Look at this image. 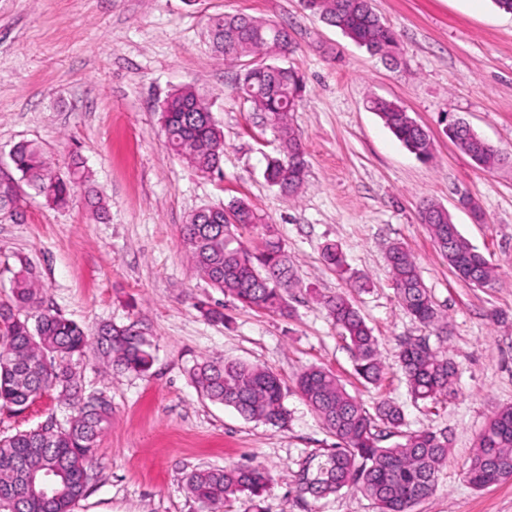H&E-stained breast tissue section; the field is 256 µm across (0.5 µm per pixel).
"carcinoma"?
<instances>
[{
    "label": "carcinoma",
    "mask_w": 512,
    "mask_h": 512,
    "mask_svg": "<svg viewBox=\"0 0 512 512\" xmlns=\"http://www.w3.org/2000/svg\"><path fill=\"white\" fill-rule=\"evenodd\" d=\"M310 3L303 0L305 9L370 54L391 57L397 52L394 32L373 13L368 0H314L313 8ZM208 35L214 51L226 60L292 52L285 28L248 16L213 15L208 20ZM304 88L298 71L277 64L248 69L239 82V90L254 111L266 114L281 133L283 155L268 159L265 178L287 196L297 192L305 173L302 143L288 127V115L297 109ZM372 109L408 151L423 160L432 157L429 133L395 102L377 99ZM160 112L171 151L205 174L220 170L224 134L203 96L190 87L178 89L162 102ZM451 141L480 167L491 168L502 160L498 148L465 124ZM10 159L22 180L54 207L67 206L75 188L87 178L80 162L73 163L66 175L57 173L41 149L30 142L15 144ZM230 211L237 219L235 224L222 206H204L189 216L181 234L191 263L211 287L242 305L289 312L286 292L296 278L280 237L248 204L238 202ZM448 218V211L440 205L425 201L420 206L421 223L427 225L455 274L476 288L494 287V267ZM259 225L262 247L253 252L241 241L239 230ZM387 259L404 310L420 324L444 330L447 315L437 308L410 253L393 244ZM325 308L349 344L356 375L369 385L381 386L385 368L378 339L360 311L343 294L327 299ZM90 352L117 371L142 373L153 361L150 341L131 325H103L91 334L44 307L32 269L22 264L14 272L11 297L0 301V406L22 411L54 391L74 414L64 426L50 423L0 437V506L8 512H72L86 495L97 442L112 423L111 402L101 394L82 393L73 367L74 360ZM397 359L415 399L435 403L448 397L454 363L432 350L426 338L402 340ZM190 377L203 396L233 408L247 420L272 427L288 422L283 382L257 364L205 357L192 367ZM296 388L336 438L335 447L316 453V463L295 474L300 494L318 499L347 489L369 499L377 512H414L417 504L437 491L448 460L445 433L402 432L400 442L383 447L378 424L400 429L405 417L399 406L383 399L371 413L332 371L319 366L302 371ZM466 478L476 489L512 479L511 405L500 408L489 420L470 458ZM270 484L264 468L249 464L200 470L186 479L188 491L206 509L242 494L252 502L259 500Z\"/></svg>",
    "instance_id": "carcinoma-1"
}]
</instances>
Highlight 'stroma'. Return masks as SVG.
<instances>
[{
    "label": "stroma",
    "instance_id": "stroma-1",
    "mask_svg": "<svg viewBox=\"0 0 512 512\" xmlns=\"http://www.w3.org/2000/svg\"><path fill=\"white\" fill-rule=\"evenodd\" d=\"M399 51L385 62L305 11L300 0H0V180L18 181L0 208V300L14 271L36 272L46 307L89 329L141 324L154 344L144 373L105 369L94 355L76 366L85 392L112 402L94 478L73 512H203L187 491L197 470L259 464L273 479L263 512H375L354 491L299 497L294 474L335 440L301 398L295 378L331 370L365 407L381 397L401 407L405 430L448 435L437 492L415 512H512V480L482 490L464 469L490 416L512 405V14L493 0H372ZM242 14L285 27L288 57L305 92L290 125L307 161L298 193L267 184L278 134L238 90L246 66L227 61L207 39L210 16ZM194 87L224 131L221 172L202 174L174 155L161 130L162 100ZM396 101L434 141L431 160L410 153L369 108ZM452 113L497 146L507 163L476 166L443 130ZM36 143L61 171L80 154L91 171L68 207L56 208L20 184L11 146ZM108 210L95 219L88 194ZM471 197L484 218L460 205ZM248 203L273 225L292 260L297 288L288 314L257 311L210 288L190 262L181 227L196 209ZM445 206L461 234L497 269L492 288L459 279L436 248L418 210ZM415 258L447 335L423 327L400 306L386 261L390 244ZM341 249L345 272L322 251ZM365 288L350 287L349 274ZM345 294L379 341L387 371L381 388L354 373L353 357L323 306ZM223 311L207 319L204 308ZM408 336L447 352L456 373L448 397L414 401L396 352ZM221 355L279 375L289 420L273 428L202 398L189 371ZM70 409L46 393L21 413L0 409V435L29 430Z\"/></svg>",
    "mask_w": 512,
    "mask_h": 512
}]
</instances>
